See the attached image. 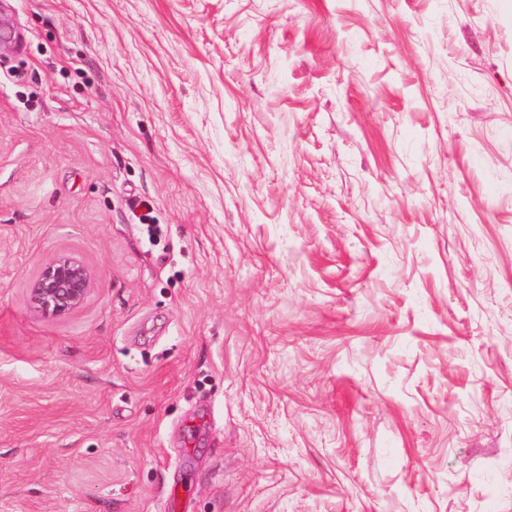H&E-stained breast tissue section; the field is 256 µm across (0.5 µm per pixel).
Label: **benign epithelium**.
I'll return each mask as SVG.
<instances>
[{"mask_svg":"<svg viewBox=\"0 0 512 512\" xmlns=\"http://www.w3.org/2000/svg\"><path fill=\"white\" fill-rule=\"evenodd\" d=\"M92 279L91 271L81 261L61 255L46 266L33 283L31 304L42 314H68L85 301Z\"/></svg>","mask_w":512,"mask_h":512,"instance_id":"7a95c632","label":"benign epithelium"}]
</instances>
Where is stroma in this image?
<instances>
[{
    "mask_svg": "<svg viewBox=\"0 0 512 512\" xmlns=\"http://www.w3.org/2000/svg\"><path fill=\"white\" fill-rule=\"evenodd\" d=\"M0 32V512H512V0ZM92 279L91 271L81 261L61 255L46 266L33 283L31 304L42 314H68L85 301Z\"/></svg>",
    "mask_w": 512,
    "mask_h": 512,
    "instance_id": "stroma-1",
    "label": "stroma"
}]
</instances>
